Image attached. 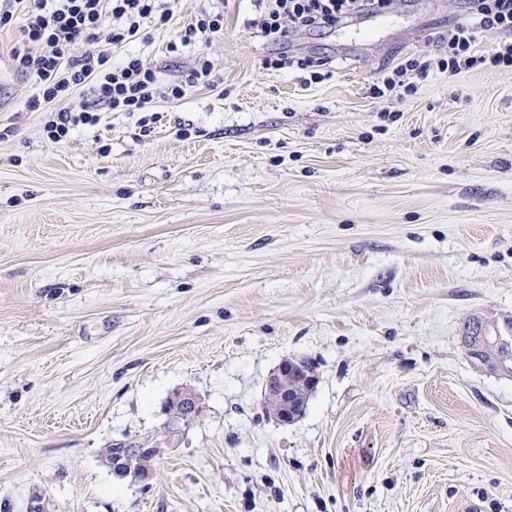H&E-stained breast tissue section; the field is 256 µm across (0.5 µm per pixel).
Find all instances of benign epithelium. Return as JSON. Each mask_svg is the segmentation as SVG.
<instances>
[{"instance_id":"obj_1","label":"benign epithelium","mask_w":512,"mask_h":512,"mask_svg":"<svg viewBox=\"0 0 512 512\" xmlns=\"http://www.w3.org/2000/svg\"><path fill=\"white\" fill-rule=\"evenodd\" d=\"M303 362L304 359L298 357L285 359L266 380L264 411L282 424L293 422L303 413L306 395L318 383L316 370L303 368ZM173 404L178 407L176 415L185 421L194 419L202 411L197 397L189 392L177 395Z\"/></svg>"}]
</instances>
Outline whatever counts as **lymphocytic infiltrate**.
Listing matches in <instances>:
<instances>
[{
  "label": "lymphocytic infiltrate",
  "instance_id": "lymphocytic-infiltrate-1",
  "mask_svg": "<svg viewBox=\"0 0 512 512\" xmlns=\"http://www.w3.org/2000/svg\"><path fill=\"white\" fill-rule=\"evenodd\" d=\"M463 17L442 41L444 54L434 59L406 58L373 86L377 98L416 95L419 79L431 70L458 73L476 65L512 71V0H468ZM179 0H34L20 38L9 55L22 74L34 75L41 92L30 109L48 112L47 138L57 142L78 126H94L105 112L141 113L148 126L156 98V72L147 58L128 55L113 65L112 50L141 38L146 24L161 27L172 18ZM391 0H267L253 21L261 34L284 42L293 30L333 28L365 13L385 10ZM500 31L505 35L484 54L474 52L476 35ZM93 44L94 52L73 57L77 42ZM79 107H68L72 94Z\"/></svg>",
  "mask_w": 512,
  "mask_h": 512
}]
</instances>
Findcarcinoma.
Listing matches in <instances>:
<instances>
[{"label": "carcinoma", "instance_id": "carcinoma-1", "mask_svg": "<svg viewBox=\"0 0 512 512\" xmlns=\"http://www.w3.org/2000/svg\"><path fill=\"white\" fill-rule=\"evenodd\" d=\"M462 341L469 358L483 359L489 363L492 372H501L507 376L512 374L511 320L501 325L496 320L472 317L464 324ZM122 449L128 451L131 460L130 466L119 470V473L125 476H145L160 453L156 446L136 448L130 445L125 448L115 443L105 449L106 460L112 461L115 454Z\"/></svg>", "mask_w": 512, "mask_h": 512}]
</instances>
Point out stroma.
I'll return each mask as SVG.
<instances>
[{"label": "stroma", "instance_id": "stroma-1", "mask_svg": "<svg viewBox=\"0 0 512 512\" xmlns=\"http://www.w3.org/2000/svg\"><path fill=\"white\" fill-rule=\"evenodd\" d=\"M204 5L223 31L168 52ZM262 7L180 0L112 55L153 64L152 131L108 112L59 142L9 57L27 10L0 26V512H512V377L461 343L512 319V72L379 99L462 0L284 45ZM285 51L332 78L264 69ZM203 55L218 84L168 98ZM292 357L319 383L283 425L263 390ZM130 441L159 445L149 479L107 463Z\"/></svg>", "mask_w": 512, "mask_h": 512}]
</instances>
